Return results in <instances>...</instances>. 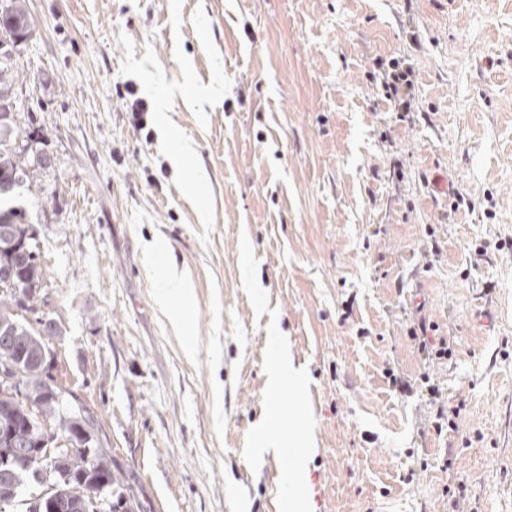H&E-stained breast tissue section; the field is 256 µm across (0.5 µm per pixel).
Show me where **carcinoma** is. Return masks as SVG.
<instances>
[{
	"label": "carcinoma",
	"mask_w": 512,
	"mask_h": 512,
	"mask_svg": "<svg viewBox=\"0 0 512 512\" xmlns=\"http://www.w3.org/2000/svg\"><path fill=\"white\" fill-rule=\"evenodd\" d=\"M10 9L0 12V43L10 39L13 31L24 27L29 13L25 0H7ZM11 47L0 48V102L15 99V59L9 54ZM16 120L0 124V199L15 193L45 169L46 164L35 162L34 153L25 152L17 145ZM12 227L21 237L16 254L0 248V271H11V279L0 277V324L9 332L8 345L0 343V361H11L17 368L23 390L30 392L19 399L10 392L0 393V427L12 430L3 434L0 448L11 447L19 453L39 447L37 436L27 426V420L39 417L56 421L58 430L67 440L93 435L94 423L87 410L76 403L72 394L51 382L46 369L47 344L44 336L52 331L37 330L22 322L10 312L9 302L19 308L35 299L41 287L44 270L40 262L39 245L35 232L26 221L22 208H0V227ZM51 449V479H46L43 468L35 465L20 468L12 480V491L3 495L0 491V512L17 501L24 487L29 484L38 490L22 500L25 512H99L98 503L109 499L111 512H139L131 488L123 474L111 468L106 449L99 447L72 448L54 445Z\"/></svg>",
	"instance_id": "carcinoma-1"
}]
</instances>
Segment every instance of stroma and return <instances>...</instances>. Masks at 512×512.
Masks as SVG:
<instances>
[{"label": "stroma", "mask_w": 512, "mask_h": 512, "mask_svg": "<svg viewBox=\"0 0 512 512\" xmlns=\"http://www.w3.org/2000/svg\"><path fill=\"white\" fill-rule=\"evenodd\" d=\"M28 9L16 116L48 165L21 196L45 273L17 315L54 321L50 373L142 512H277L291 462L254 453L273 405L309 450L301 512H512V0ZM402 56L403 118L381 84ZM168 272L191 289L179 325ZM420 302L452 349L431 367ZM281 350L301 379L275 392Z\"/></svg>", "instance_id": "1"}]
</instances>
